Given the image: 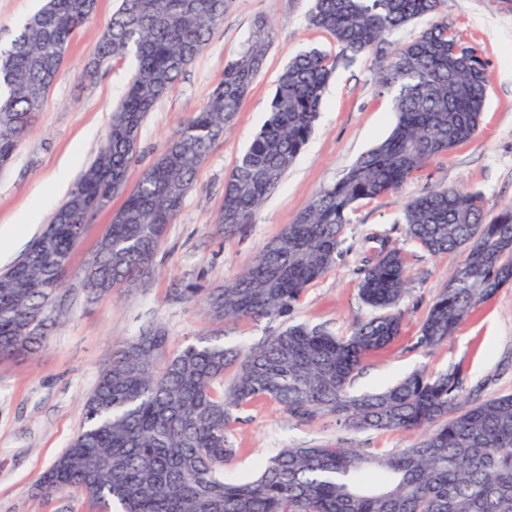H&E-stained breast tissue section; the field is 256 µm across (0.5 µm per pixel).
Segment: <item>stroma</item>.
<instances>
[{
	"label": "stroma",
	"instance_id": "1",
	"mask_svg": "<svg viewBox=\"0 0 512 512\" xmlns=\"http://www.w3.org/2000/svg\"><path fill=\"white\" fill-rule=\"evenodd\" d=\"M311 0H228L224 20L178 83L147 116L137 155L127 171L134 187L180 124L205 104L222 81L225 64L246 44L256 19L272 24L264 67L237 114L232 130L217 139L198 166L175 222L167 228L154 263L156 275L144 284L87 301L83 270L122 196L87 224L69 262L64 304L44 346L36 353L0 359V512H92L84 489L38 494L35 483L81 430L84 403L112 350L142 328L162 326L167 349L176 352L198 338L218 336L244 347L270 332L267 321L224 324L202 299L172 300L170 290L196 284L215 288L234 279L262 249L294 223L307 202L343 177L353 162L387 136L395 114L390 95L380 93L373 55L339 65L308 141L280 186L257 212L253 223L232 234L212 224L224 196V180L268 117L277 78L290 59L318 48L335 53L336 44L310 25ZM116 0H98L95 17L70 44L39 118L9 167L0 170V272L17 262L42 227L25 225L29 211L49 218L46 197L63 202L68 190L56 185L61 163L74 159L77 179L93 159L133 71L132 60L101 66L92 76L84 68L93 57ZM440 14L456 35L477 47L487 63L489 95L480 129L469 142L442 154L414 172L397 191L360 203L347 225L343 255L305 292L294 311L298 322L322 324L346 332L354 321L370 317L358 295L357 253L366 235L387 234L407 256L410 290L401 302L405 313L397 340L370 357L356 376L353 392L394 384L417 370L462 367L469 383L463 400L512 393V286L478 305L447 342L428 351L417 345L420 325L431 300L446 286L448 274L464 262L465 252L433 256L406 237L401 207L411 197L435 188H460L482 195L489 214L512 204V0H442ZM420 432L392 430L357 433L334 418L299 423L278 405L247 407L231 439L238 449L233 472L252 479L272 451L288 446L351 444L376 452L408 448Z\"/></svg>",
	"mask_w": 512,
	"mask_h": 512
}]
</instances>
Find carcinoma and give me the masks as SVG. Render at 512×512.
Instances as JSON below:
<instances>
[{"label": "carcinoma", "instance_id": "obj_1", "mask_svg": "<svg viewBox=\"0 0 512 512\" xmlns=\"http://www.w3.org/2000/svg\"><path fill=\"white\" fill-rule=\"evenodd\" d=\"M441 0H313L309 22L338 53H301L283 68L269 118L227 179L215 224L226 233L253 222L307 145L338 64L363 53L388 63L377 84L392 97L397 123L335 184L321 190L243 273L218 288L172 289L202 296L224 321L279 323L242 349L201 338L166 353L162 328L148 326L112 351L85 401V423L37 480L41 493L84 489L102 512H512V394L458 408L460 367L415 371L385 388L353 394L366 358L401 333L406 259L374 237L358 273L373 312L343 334L291 322L306 288L336 264L345 227L362 200L394 192L432 158L473 139L482 122L488 72L479 50L436 19L413 40L400 28L438 13ZM227 0H121L86 73L129 57L136 65L94 159L24 253L0 273V357L34 351L60 307L71 254L96 213L125 182L140 129L207 44ZM97 0H45L0 47V167L31 132L76 32ZM272 28L253 25L224 80L144 169L112 213L84 272L87 299L131 288L154 275V258L183 207L197 167L233 124L261 72ZM406 233L439 255L463 248L464 263L428 305L417 345L448 340L471 309L512 284V205L489 217L478 193L424 192L401 210ZM269 399L301 422L331 416L353 431L422 430L399 451L343 446L281 448L258 476L225 468L238 453L229 434L239 413Z\"/></svg>", "mask_w": 512, "mask_h": 512}]
</instances>
